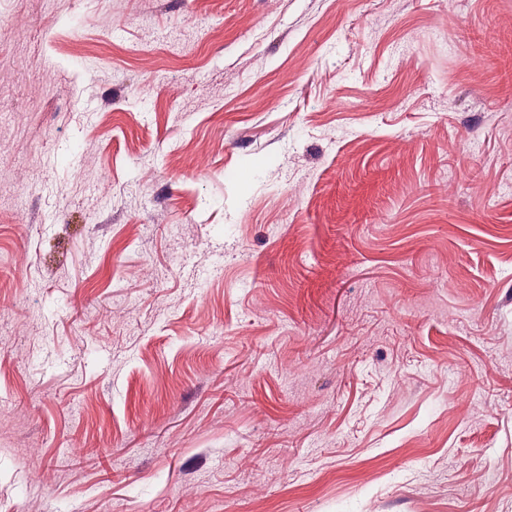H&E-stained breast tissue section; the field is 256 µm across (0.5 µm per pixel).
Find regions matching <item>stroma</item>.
<instances>
[{
	"label": "stroma",
	"instance_id": "35a3bbf8",
	"mask_svg": "<svg viewBox=\"0 0 512 512\" xmlns=\"http://www.w3.org/2000/svg\"><path fill=\"white\" fill-rule=\"evenodd\" d=\"M0 512H512V0H0Z\"/></svg>",
	"mask_w": 512,
	"mask_h": 512
}]
</instances>
